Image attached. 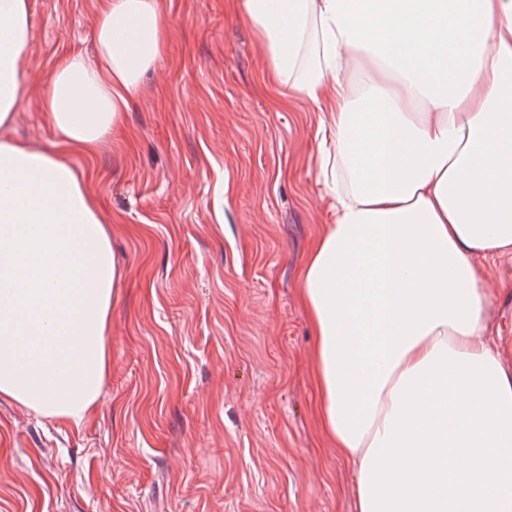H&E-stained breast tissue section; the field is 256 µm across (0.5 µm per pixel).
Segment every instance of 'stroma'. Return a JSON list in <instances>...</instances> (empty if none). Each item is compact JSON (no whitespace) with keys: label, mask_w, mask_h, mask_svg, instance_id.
<instances>
[{"label":"stroma","mask_w":512,"mask_h":512,"mask_svg":"<svg viewBox=\"0 0 512 512\" xmlns=\"http://www.w3.org/2000/svg\"><path fill=\"white\" fill-rule=\"evenodd\" d=\"M99 4L31 0L15 136L56 140L39 92L61 56L92 53ZM163 21L121 135L71 156L122 270L102 390L78 426L0 396V512H354L298 300L332 221L316 140L329 115L269 83L241 0H165ZM490 286L512 362V265Z\"/></svg>","instance_id":"1"}]
</instances>
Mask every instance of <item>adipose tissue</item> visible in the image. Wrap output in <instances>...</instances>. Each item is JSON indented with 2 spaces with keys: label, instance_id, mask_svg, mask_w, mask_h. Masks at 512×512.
<instances>
[{
  "label": "adipose tissue",
  "instance_id": "1",
  "mask_svg": "<svg viewBox=\"0 0 512 512\" xmlns=\"http://www.w3.org/2000/svg\"><path fill=\"white\" fill-rule=\"evenodd\" d=\"M31 0H0V394L76 425L101 393L121 277L69 162L118 131L165 42L164 0H101L95 60L42 93L59 137L12 134ZM274 81L327 108L333 222L300 272L315 409L355 512H512V365L488 334L512 258V0H242ZM374 77L351 78L360 52Z\"/></svg>",
  "mask_w": 512,
  "mask_h": 512
}]
</instances>
